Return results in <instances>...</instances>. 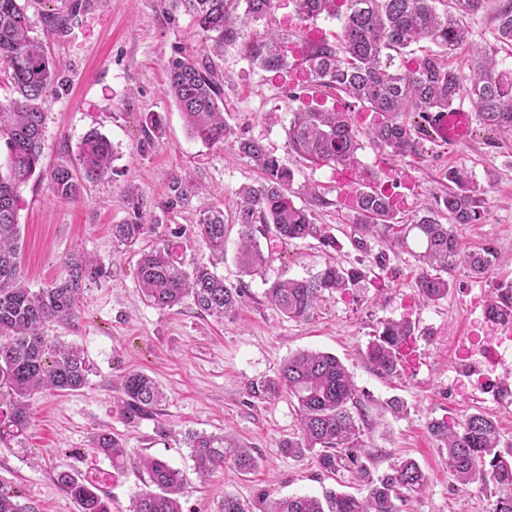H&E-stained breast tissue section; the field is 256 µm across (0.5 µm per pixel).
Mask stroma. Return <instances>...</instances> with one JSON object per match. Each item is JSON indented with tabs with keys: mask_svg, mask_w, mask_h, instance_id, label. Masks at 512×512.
I'll return each mask as SVG.
<instances>
[{
	"mask_svg": "<svg viewBox=\"0 0 512 512\" xmlns=\"http://www.w3.org/2000/svg\"><path fill=\"white\" fill-rule=\"evenodd\" d=\"M81 7L67 35H48L47 12ZM27 14L37 36L63 65L64 88L48 95L42 108V169L77 165V145L90 130L112 143L111 169L102 179L85 183L70 201L54 200L43 176L33 177L20 192L17 219L23 235L22 266L30 288L49 285L61 262L81 251L103 260L109 272L86 292L73 319L51 323L48 336L84 350L94 372L83 389L69 394L45 391L30 400L29 428L18 446L0 450V488L21 491L36 512H76L77 506L55 480L66 470L95 484L111 512H129L133 495L147 476L141 469L113 468L96 452L97 433L121 437L134 456L160 457L181 470L185 491L183 512H213L223 495L231 494L256 512L261 491L276 496H323L325 491L356 496L367 493L355 473L320 470L309 456L282 452L283 441L298 437L299 421L287 395L251 397L253 383L276 378L280 365L302 350L335 354L345 365L363 402L362 461L372 476L412 458L426 475L421 494L397 502V512H493L491 483L459 486L448 469V453L430 433L434 421L452 424L466 414L490 417L502 445H512V340L498 347V361L486 393L471 387L459 372L458 347L479 340L487 328L483 312L495 288L512 282V142L474 124L469 140L449 145L439 138L421 140L416 153L392 157L362 140L359 157L371 169H388L413 186L403 192V218L416 207L433 203L447 189L445 170L464 168L481 186V218L457 226L470 247L493 242L496 263L474 278L465 269L454 274L447 298L423 303L414 287L418 261L413 250L389 252L377 279L349 293L322 302L308 320L297 322L270 306L265 290L270 281L304 278L331 260L349 264L356 257L340 214L355 180L353 171L330 164L299 160L288 146L292 113L326 105L359 120L363 111L349 98L312 83L304 58L311 45L336 44L340 23L333 18L301 22L293 0H276L267 20L250 24L247 40L226 46L215 63L225 78L224 117L236 135L261 141L295 172V204L304 187L318 186L329 207L319 209L318 223L328 225L340 243L327 251L314 239L296 240L280 250L264 276L243 278L234 256L237 225H230L218 275L230 283L245 281L247 292L238 312L224 320L201 314L192 299L171 309L148 304L136 284V255L115 251L112 225L128 216L127 187H135L145 221L156 222L144 241L152 246L169 241L185 265L206 263L211 254L193 233L199 210L220 207L232 216L237 192L259 179L258 171L237 150L208 147L191 138L181 113L166 93L165 64L175 49L201 50L203 32L194 18L169 16L164 0H29ZM275 29L288 36V70L266 72L251 64L248 44ZM162 115L165 131L147 153L137 144L147 113ZM189 176L198 193L186 209H162L172 175ZM411 320L417 331L401 349L396 375L373 371L363 353L383 320ZM139 370L162 389L157 420L129 422L117 412V382L123 373ZM401 399L406 411L393 416L386 401ZM167 435H160L159 425ZM221 433L250 448L255 469L241 474L233 466L199 477L181 441L187 430Z\"/></svg>",
	"mask_w": 512,
	"mask_h": 512,
	"instance_id": "1",
	"label": "stroma"
}]
</instances>
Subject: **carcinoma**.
Here are the masks:
<instances>
[{"mask_svg": "<svg viewBox=\"0 0 512 512\" xmlns=\"http://www.w3.org/2000/svg\"><path fill=\"white\" fill-rule=\"evenodd\" d=\"M184 7L205 33L201 54L178 52L166 65L167 92L181 110L190 136L207 146L223 145L234 139L238 152L262 173L261 180L239 190L234 223L239 225L237 262L247 276L263 273L276 256L275 244L313 238L325 248H336V238L315 222V211L327 201L309 192L306 206L290 199L294 172L265 147L249 138L234 137L224 118V77L216 71L212 56L224 46L245 38L248 24L270 15L273 0H172ZM299 16L314 21L322 15L341 22V47L320 45L306 58L312 81L329 86L359 103L377 120L366 130L357 129L346 112L310 109L294 112L288 127V145L301 159L329 162L336 166L359 164L360 137L394 157L416 148L415 134L427 133L431 112L461 104L468 95L472 110L487 128L512 135V70L499 67L495 46L469 49L468 70L445 62V55L466 46L464 19L483 11L487 0H295ZM73 14H43L46 31L62 36L68 32ZM496 41L512 46V0H501L495 14ZM284 35L269 31L264 41L250 46L251 63L265 71L288 66ZM426 41L435 49L414 67L400 62L406 49ZM0 67L9 75L16 97L0 104V147L5 148L7 166L0 170V447L8 448L29 426L30 397L42 390L78 391L88 384L93 366L84 351L48 336L45 328L75 315L87 283L106 274L97 259L71 253L63 261L64 274L38 290L23 282L20 224L17 222L19 192L42 171V102L62 84L56 62L45 45L34 36L26 6L21 0H0ZM416 115L419 121L406 124L403 118ZM163 132L159 115L149 113L139 144L144 152L156 145ZM80 167L59 164L48 174V191L55 200H72L84 182L105 176L112 159V143L96 130L86 133L77 146ZM452 186L433 204L422 206L406 224L397 245L405 247L410 233L421 251L415 287L422 298L435 303L455 287L448 278L458 267L472 274L485 272L496 260V249L486 244L467 247L455 232L458 224L480 220L478 185L465 169L444 173ZM197 186L181 175L168 184L163 209L171 211L190 205ZM346 219L349 239L360 253L344 266L329 263L318 273L301 279H276L266 289L268 301L291 320H305L322 301L337 293L358 288L370 281L376 246L391 243L390 232L399 223L397 208L361 180L349 191ZM133 217L112 225V245L132 249L154 232L155 225L143 222L141 203L129 191ZM197 236L212 255L224 257L227 224L224 211L206 209L194 224ZM266 240L261 245L260 239ZM137 286L144 300L161 309L180 305L192 298L203 313L222 319L240 307L246 289L226 283L207 265L185 269L184 262L168 243L138 251ZM488 320L512 325V283L495 290L487 305ZM406 321L382 323L365 350V359L378 374L398 372L400 350L412 336ZM119 414L127 421L152 420L164 399L158 384L147 374L131 370L121 380ZM284 392L294 404L300 437L282 443L292 457L311 455L324 471L334 474L348 463L362 479L369 480L368 493L357 497L329 493L324 498L293 495L269 498L263 512H397L395 501L419 493L425 475L413 459H405L377 480L368 479L359 464L362 402L344 364L336 355L320 351L299 352L285 361L276 379L254 387L257 396ZM433 437L448 452V468L461 486L491 481L496 497L494 512H512V453L500 450L493 421L482 413L464 416L457 427L441 422L430 426ZM183 444L197 471L207 475L232 465L247 473L256 465L249 450L222 434L188 430ZM94 447L122 466L131 459L119 436L110 432L95 435ZM138 465L148 482L135 494L131 512H183L182 472L168 461L141 457ZM79 506L78 512H109L97 486L67 472L57 475ZM0 512H33L18 496L0 490ZM214 512H248L235 496L224 495Z\"/></svg>", "mask_w": 512, "mask_h": 512, "instance_id": "carcinoma-1", "label": "carcinoma"}]
</instances>
